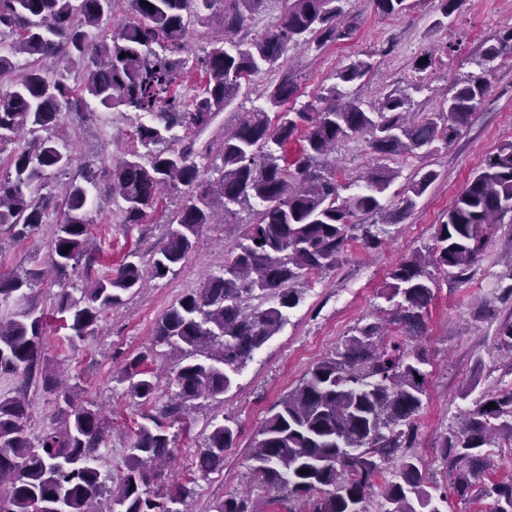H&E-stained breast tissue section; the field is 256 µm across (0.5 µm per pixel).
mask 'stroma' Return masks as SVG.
<instances>
[{
  "mask_svg": "<svg viewBox=\"0 0 512 512\" xmlns=\"http://www.w3.org/2000/svg\"><path fill=\"white\" fill-rule=\"evenodd\" d=\"M408 3L406 12L391 16L378 11L374 0H343L344 10L359 19L350 39L327 43L318 50L289 49L299 103L313 100L321 86L329 84L338 65L361 54L371 55L373 67L353 85V93L370 103L389 93H410L411 109L423 119L439 112L447 89L468 75L485 73L490 92L478 104L469 125L446 147L428 156L394 160L401 175L384 195L388 207L397 205L418 169L436 170L440 177L409 215L400 223L388 225L384 243L368 249L361 241H349L339 267L298 279L295 286L302 294L300 304L289 310L280 333L235 376L223 403L196 401L188 424L169 429L175 457L167 478L191 482L190 512H211L215 501L229 494L260 496L249 455L271 406L293 389L309 368L332 356L353 328L382 316L388 307L382 290L389 271L415 249L432 243L451 202L487 156L512 142V56L498 58L486 71L479 66L485 46L512 27V0H463L460 9L446 19L436 0ZM219 36L218 27L208 23L198 22L191 27L186 56L191 74L183 88L186 98H194L199 92L204 74L196 62ZM424 55L431 57L430 67L416 70V60ZM278 79V72L273 70L255 76L248 97L238 99L196 133L197 146L204 151L198 160L204 179H219L225 133L240 122L244 112L264 106L266 89ZM417 84L422 87L418 93L413 90ZM135 126L133 114L102 107L88 122L63 116L53 134L65 140L75 162L52 179L53 193H62L68 181L79 177L85 164L111 167L131 149ZM334 158L340 182L351 186L359 184L376 164L361 136L340 142ZM187 199L186 188L163 190L144 223L128 224L124 221L125 202L120 196H109L103 210L89 213L97 261L89 268L79 264L68 269L66 282L74 288L85 287L96 277L117 271L124 255L130 252L137 253L142 262H149L166 240L168 218ZM238 218L235 224L206 225L175 274L148 281L143 291L126 295L123 304L106 310L93 333L75 350L67 341L71 331L55 309L58 286L46 281L33 283L27 302L44 316L43 352L50 369L65 375L81 399L94 402L107 419V437L100 449L102 471L121 463L145 411L118 382L119 373L148 350L155 353L154 367L174 365L176 353L153 346L154 325L173 302L201 287L207 276L221 271L236 247L242 223L251 218L250 208H241ZM56 222V213H48L40 229L25 239L13 238L7 226H0V270H26L42 264ZM511 236L512 223H503L468 279L458 280L441 270L435 273V297L428 309L427 331L420 340L429 359V383L414 451L431 481L440 485L451 483L453 474L441 460L438 435L455 431L460 415L481 394L512 387V356L495 342L499 322L512 317V299L502 298L500 283L501 274L512 269V249L505 245ZM216 416L234 421L237 438L224 453L223 468L197 480L192 464Z\"/></svg>",
  "mask_w": 512,
  "mask_h": 512,
  "instance_id": "stroma-1",
  "label": "stroma"
}]
</instances>
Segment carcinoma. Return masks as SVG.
I'll return each instance as SVG.
<instances>
[{"mask_svg":"<svg viewBox=\"0 0 512 512\" xmlns=\"http://www.w3.org/2000/svg\"><path fill=\"white\" fill-rule=\"evenodd\" d=\"M128 19L109 39L91 43L86 28L112 15L115 0H0V35L15 39L0 51V78L14 88L0 93V151L11 149L13 171L0 175V224L26 237L49 210L61 209L50 244L48 267L64 274L85 262H97L87 248L91 238L87 208L99 204L90 189L100 190L98 175L81 173L62 192V202L40 187L71 167L72 154L48 131L60 117L92 115L90 103L123 108L152 123H139L137 140L145 149L123 156L108 171V194L126 203L125 223L142 224L160 191L171 183L188 188L190 197L169 223L164 244L148 268L130 254L117 274L92 282L74 295L65 284L57 294V312L68 315L71 345L85 338L101 314L123 302V294L143 287L145 275L163 278L183 264L207 224H235V205L262 206L259 218L242 225L235 252L222 273L185 293L157 322L152 345L177 353L168 374L141 367L146 356L125 367L119 381L133 400L147 402L161 379L175 386L169 402L143 415L126 448L118 476L102 474L99 448L107 426L100 411L78 402L77 394L58 390V380L43 371L44 318L25 307L0 319V376L21 375L26 384L42 383L56 394L59 425L36 437L27 432L28 407L19 397H0V512H184L191 493L185 485L168 486L160 465L175 448L166 431L187 423L190 403L223 401L254 354L277 335L287 312L302 299L290 284L303 274L337 268L349 240L351 218L388 214L396 224L413 210L416 198L437 179L429 170L403 191L398 207L387 212L383 194L399 176L384 161L400 155L429 154L468 126L490 84L483 75L456 83L444 99L438 119H415L410 96L388 94L368 103L348 87L371 68L357 56L340 64L334 82L299 109L285 104L297 84L288 66L291 46H322L348 39L357 17L346 15L343 0H288L280 20L251 35L246 22L264 0H124ZM388 15L408 9V0H375ZM218 21L224 38L199 60L206 81L192 105L182 98L188 77L187 36L191 18ZM230 48H225V45ZM512 53V28L482 53L480 66ZM67 60L66 71H81L69 83L48 59ZM278 67L279 81L267 88L266 107L244 114L224 134L222 173L202 178L190 139L156 148L180 127L204 128L239 96L248 95L252 78ZM304 130L297 159L290 163L288 142ZM364 135L379 160L364 176L362 189L348 197L330 156L336 144ZM512 215V142L488 156L467 187L448 208L434 243L395 265L385 285L394 302L386 319L355 329L334 356L311 367L293 390L269 410L256 434L251 459L254 481L275 498L297 499L306 512H368L367 491L382 480L381 512H442L448 496L467 498L473 491L493 502L492 512H512V481L478 483L489 469L481 449L512 443V388L487 395L464 412L462 426L439 443L440 456L453 472L450 487L431 482L413 451L417 424L427 395L429 363L414 345L423 336L436 286L433 270L467 278L507 215ZM361 241L373 248L385 229L362 225ZM44 271L0 272V304L27 297ZM268 303L249 308L246 302ZM394 325L397 335L386 336ZM497 346L512 352V319L500 324ZM494 403L490 409L488 403ZM199 449L195 472L207 476L224 464L236 430L228 418L210 422ZM306 473H300V470ZM213 512H261L252 497L233 494Z\"/></svg>","mask_w":512,"mask_h":512,"instance_id":"carcinoma-1","label":"carcinoma"}]
</instances>
